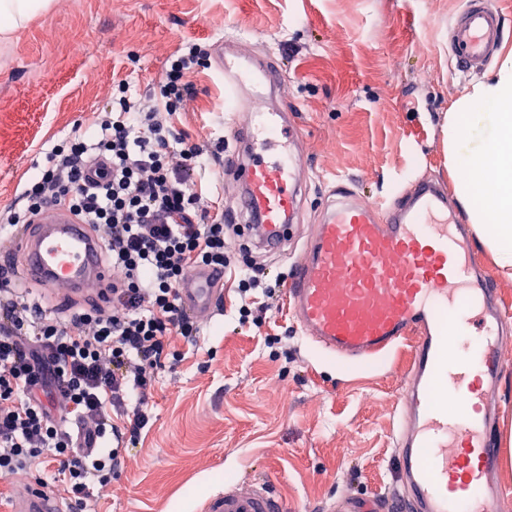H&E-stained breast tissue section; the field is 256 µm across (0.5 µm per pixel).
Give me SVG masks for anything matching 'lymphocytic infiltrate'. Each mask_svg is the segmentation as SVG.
Wrapping results in <instances>:
<instances>
[{
  "label": "lymphocytic infiltrate",
  "mask_w": 512,
  "mask_h": 512,
  "mask_svg": "<svg viewBox=\"0 0 512 512\" xmlns=\"http://www.w3.org/2000/svg\"><path fill=\"white\" fill-rule=\"evenodd\" d=\"M206 65L189 43L168 57L148 98L133 100L129 82L119 81L110 110L55 144L22 206L0 211L2 244L45 207L66 205L94 226L112 270L111 311H82L65 323L0 294V474L34 471L44 485L54 470L67 472L63 492L81 512H94L89 483L108 492L118 476L119 450L105 438L120 433L133 447L147 427L170 337L198 341L182 282L194 268L231 263L230 227L197 181L224 145L190 141L173 125ZM128 403L131 415L116 425L112 408Z\"/></svg>",
  "instance_id": "lymphocytic-infiltrate-1"
}]
</instances>
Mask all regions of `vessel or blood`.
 <instances>
[{"mask_svg":"<svg viewBox=\"0 0 512 512\" xmlns=\"http://www.w3.org/2000/svg\"><path fill=\"white\" fill-rule=\"evenodd\" d=\"M493 0H466L448 24V55L462 72L493 59L506 34ZM218 75L226 102L248 115L224 154V171L239 186L234 220L260 248L282 250L299 208L302 160L298 126L287 102L265 109L241 100L277 91L272 62L236 53L222 57ZM0 286L17 291L36 284L57 314L74 306L112 307V271L101 258L91 225L55 205L18 225L0 246ZM224 272L200 267L181 288L187 314L211 316L223 296ZM65 295H57V286ZM287 302L306 339L349 359L411 345L405 398L409 422L398 434L405 492L372 501L363 512H512V496L490 475L500 463L492 439L490 400L508 363L503 336L512 323L501 314L490 274L479 265L469 235L448 195L423 182L398 205L378 212L338 184L287 284ZM54 489L28 482L17 488L11 512H73ZM201 512H288L266 482L243 491L225 487Z\"/></svg>","mask_w":512,"mask_h":512,"instance_id":"1","label":"vessel or blood"}]
</instances>
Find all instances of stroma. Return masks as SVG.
Returning <instances> with one entry per match:
<instances>
[{
	"mask_svg": "<svg viewBox=\"0 0 512 512\" xmlns=\"http://www.w3.org/2000/svg\"><path fill=\"white\" fill-rule=\"evenodd\" d=\"M465 0H54L0 49V209L44 163L46 149L92 122L128 81L145 97L167 58L196 43L271 59L303 130L302 203L287 247L253 249L268 278H289L338 182L391 205L422 180L447 178L442 131L473 83L448 56V20ZM81 53H73V46ZM178 126L203 144L233 145L214 69ZM224 308L200 319L197 345L152 387L150 422L122 451L97 512H198L225 483L272 484L288 512H347L401 491L395 439L407 418L409 345L364 361L307 342L286 299L260 323L240 320L237 265Z\"/></svg>",
	"mask_w": 512,
	"mask_h": 512,
	"instance_id": "35a3bbf8",
	"label": "stroma"
}]
</instances>
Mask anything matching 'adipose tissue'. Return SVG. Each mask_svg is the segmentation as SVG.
Instances as JSON below:
<instances>
[{"label": "adipose tissue", "mask_w": 512, "mask_h": 512, "mask_svg": "<svg viewBox=\"0 0 512 512\" xmlns=\"http://www.w3.org/2000/svg\"><path fill=\"white\" fill-rule=\"evenodd\" d=\"M53 0H0V45ZM448 166L468 221L512 277V52L454 102L448 114Z\"/></svg>", "instance_id": "adipose-tissue-1"}]
</instances>
